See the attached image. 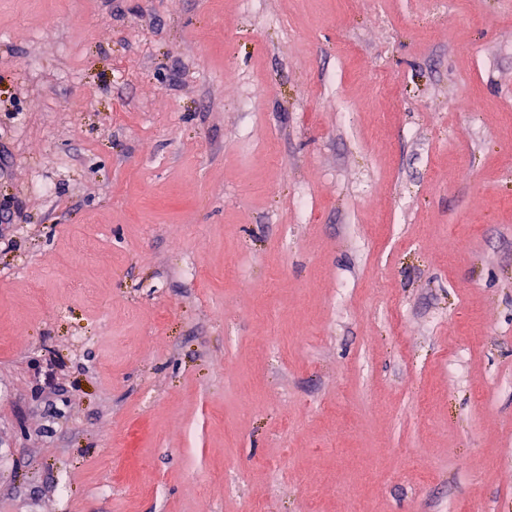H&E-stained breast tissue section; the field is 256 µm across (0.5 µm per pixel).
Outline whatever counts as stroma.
<instances>
[{
  "label": "stroma",
  "instance_id": "stroma-1",
  "mask_svg": "<svg viewBox=\"0 0 512 512\" xmlns=\"http://www.w3.org/2000/svg\"><path fill=\"white\" fill-rule=\"evenodd\" d=\"M5 213L0 512H512V0H0Z\"/></svg>",
  "mask_w": 512,
  "mask_h": 512
}]
</instances>
